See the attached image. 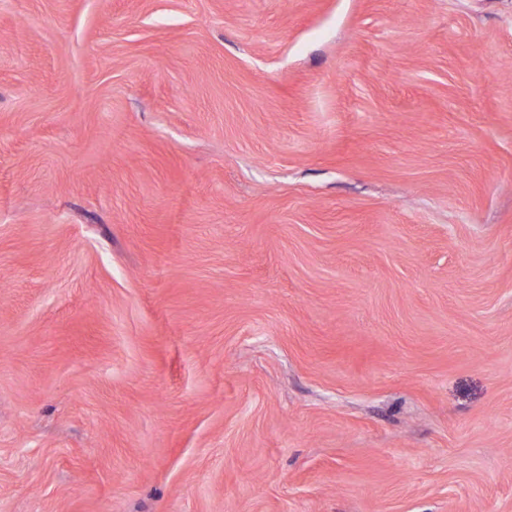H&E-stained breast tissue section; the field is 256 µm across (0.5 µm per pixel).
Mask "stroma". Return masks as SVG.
<instances>
[{"mask_svg":"<svg viewBox=\"0 0 512 512\" xmlns=\"http://www.w3.org/2000/svg\"><path fill=\"white\" fill-rule=\"evenodd\" d=\"M0 512H512V0H0Z\"/></svg>","mask_w":512,"mask_h":512,"instance_id":"obj_1","label":"stroma"}]
</instances>
